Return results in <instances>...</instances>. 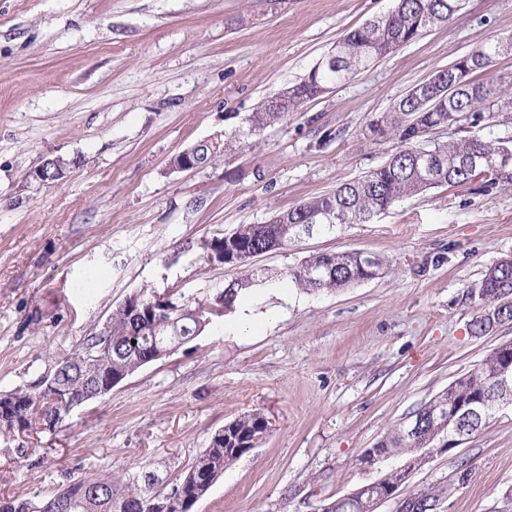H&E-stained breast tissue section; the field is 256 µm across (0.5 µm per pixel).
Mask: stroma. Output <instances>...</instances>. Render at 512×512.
<instances>
[{
	"instance_id": "obj_1",
	"label": "stroma",
	"mask_w": 512,
	"mask_h": 512,
	"mask_svg": "<svg viewBox=\"0 0 512 512\" xmlns=\"http://www.w3.org/2000/svg\"><path fill=\"white\" fill-rule=\"evenodd\" d=\"M394 0H0V394L28 389L127 297H212L238 267L202 245L377 168L397 146L370 127L410 88L512 34V0H463L448 23L380 58L198 170L178 152L227 139L349 30ZM335 131L321 142L323 131ZM69 162L45 184L46 159ZM359 250L377 278L308 293L287 278L315 253ZM512 256V183L438 187L363 224L252 259L235 310L52 427L0 432V501L37 502L82 475L155 472L161 492L225 423L269 422L191 512H317L399 466L365 451L512 342L477 338L469 292ZM255 326L236 327L242 316ZM468 484L441 512H512V404L408 481Z\"/></svg>"
}]
</instances>
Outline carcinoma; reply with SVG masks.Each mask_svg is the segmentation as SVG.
<instances>
[{
  "instance_id": "1",
  "label": "carcinoma",
  "mask_w": 512,
  "mask_h": 512,
  "mask_svg": "<svg viewBox=\"0 0 512 512\" xmlns=\"http://www.w3.org/2000/svg\"><path fill=\"white\" fill-rule=\"evenodd\" d=\"M463 0H395L387 15L370 20L349 31L336 42L328 54L330 61L318 64L300 82L282 90L279 106L263 101L247 122L254 134L288 119L308 101H313L333 86L346 82L366 69L377 59L396 52L417 39L431 28L448 22L461 9ZM512 52V35L494 41L478 43L469 64L474 74L488 68L483 57H498ZM462 64L456 60L451 66L433 74L438 83L427 79L416 84L406 95L385 112L372 132L392 134L401 143L398 151L369 174L343 183L336 189L280 212L267 224H241L235 231L215 236L203 244L206 260L246 267L250 261L241 258L267 251L285 249L296 239L295 228L315 224L324 215L336 216L338 224H361L373 216L386 212L403 198L417 196L438 186L455 187L469 184L477 173L469 168L472 156L487 157L485 180L480 190L487 192L500 180L512 181V142H489L473 134L446 146H431L425 134L435 128L450 126L461 118L469 120L476 128L494 110L512 107V89H491L487 85L468 79L467 84L447 94L439 86L450 84L452 73ZM233 148L230 139L218 145H204L198 149L197 164L203 168L224 152ZM69 163L60 157L49 158L39 167L47 177L57 181L65 177ZM382 268L380 261L370 266L358 251L336 254H313L288 270L289 280L298 287L312 292L335 291L353 283L375 278V269ZM319 272L314 279L310 270ZM255 274L247 273L223 289L224 308L196 317L195 313L214 304V300L182 301L173 304L175 310L161 316L153 313L137 315L130 304L141 301L133 295L112 311L107 323L89 333L83 346L58 361L48 372L79 394L87 390L83 368L91 364L101 379L111 375H126L143 366L148 353L157 347L171 348L183 345L200 335L214 320L233 310L239 296L255 285ZM478 298L481 312L469 324L470 335L486 336L493 331L491 321L500 326L512 322V269L498 275V270L485 272L479 287L472 291ZM136 344H131V341ZM509 361L507 352L498 348L472 371L454 380L448 390L421 405L416 413L423 421V428L415 438L405 435L402 426H396L380 439L375 448L391 456L412 458L419 448H433L438 436L448 430L446 426L432 423L430 413L442 411L452 405L469 403L475 399L485 401V412L467 421L469 434L482 430L496 413L501 401L512 400L509 393L493 381L498 369ZM47 395L39 386L18 389L0 394V403L7 407L19 403L25 412L23 422L15 425L0 421V429L26 428L40 417ZM268 422L263 414L253 411L224 424L215 432L208 448L193 460L183 476L173 485L170 498L171 512H190L198 498L210 489V482L224 468L232 464L249 449L256 447L266 435ZM155 476L144 473L118 486L115 479L104 476H84L70 481L62 491L52 496L56 508L52 512H154L152 496L163 497L153 491ZM334 512H370L362 499L343 496L335 499Z\"/></svg>"
}]
</instances>
